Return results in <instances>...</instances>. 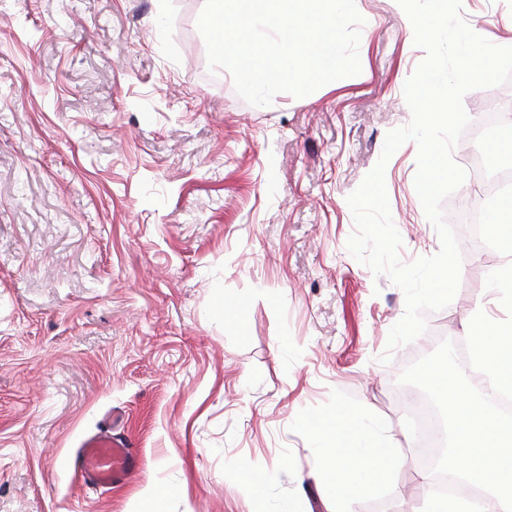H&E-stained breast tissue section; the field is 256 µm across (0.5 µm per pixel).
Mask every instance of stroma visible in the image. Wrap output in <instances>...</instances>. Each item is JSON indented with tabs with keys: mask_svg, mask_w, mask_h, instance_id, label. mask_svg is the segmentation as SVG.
<instances>
[{
	"mask_svg": "<svg viewBox=\"0 0 512 512\" xmlns=\"http://www.w3.org/2000/svg\"><path fill=\"white\" fill-rule=\"evenodd\" d=\"M355 3L361 73L255 107L211 78L205 0H0V512H336L317 429L339 416L397 453L354 475L350 512H416L397 377L477 303L505 311L461 239L454 300L379 361L405 296L349 254L347 197L425 53L394 0ZM462 4L512 46V0ZM463 104L512 127V86ZM416 156L385 170L406 262L440 247ZM115 411L138 469L102 493L75 459Z\"/></svg>",
	"mask_w": 512,
	"mask_h": 512,
	"instance_id": "obj_1",
	"label": "stroma"
}]
</instances>
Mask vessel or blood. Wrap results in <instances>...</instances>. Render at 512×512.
<instances>
[{"label": "vessel or blood", "mask_w": 512, "mask_h": 512, "mask_svg": "<svg viewBox=\"0 0 512 512\" xmlns=\"http://www.w3.org/2000/svg\"><path fill=\"white\" fill-rule=\"evenodd\" d=\"M77 466L88 486L108 491L133 476L138 459L129 441L106 426L82 442Z\"/></svg>", "instance_id": "vessel-or-blood-1"}]
</instances>
